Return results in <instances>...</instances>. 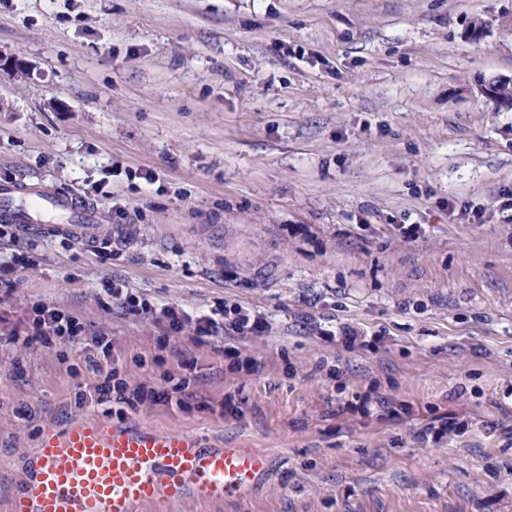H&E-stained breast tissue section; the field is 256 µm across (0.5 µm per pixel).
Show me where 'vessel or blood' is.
<instances>
[{"mask_svg":"<svg viewBox=\"0 0 512 512\" xmlns=\"http://www.w3.org/2000/svg\"><path fill=\"white\" fill-rule=\"evenodd\" d=\"M0 222L86 248L133 231L75 195L22 185L0 187ZM268 469L267 455L241 442L209 448L191 432L81 418L43 428L8 512H146L187 498L222 504L241 498Z\"/></svg>","mask_w":512,"mask_h":512,"instance_id":"obj_1","label":"vessel or blood"}]
</instances>
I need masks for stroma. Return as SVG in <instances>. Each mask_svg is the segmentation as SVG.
Masks as SVG:
<instances>
[{"instance_id":"35a3bbf8","label":"stroma","mask_w":512,"mask_h":512,"mask_svg":"<svg viewBox=\"0 0 512 512\" xmlns=\"http://www.w3.org/2000/svg\"><path fill=\"white\" fill-rule=\"evenodd\" d=\"M0 52L28 65L0 71V184L134 226L104 257L0 232V264L30 259L0 288V512L45 426L104 416L76 402L97 376L70 343L11 342L33 304L108 337L130 382L177 370L110 281L271 324L230 344L254 373L170 337L197 359L188 408L126 424L271 467L243 500L163 512H512V109L481 91L512 79V0H0ZM343 324L369 347L318 334Z\"/></svg>"}]
</instances>
